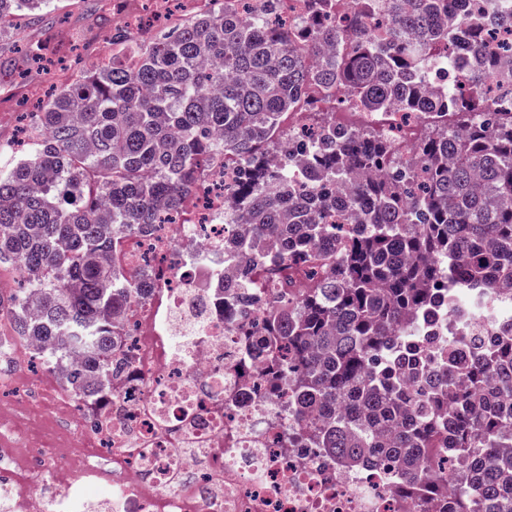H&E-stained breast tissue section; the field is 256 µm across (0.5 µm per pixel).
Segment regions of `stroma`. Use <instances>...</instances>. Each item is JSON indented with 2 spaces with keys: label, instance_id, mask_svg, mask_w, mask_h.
<instances>
[{
  "label": "stroma",
  "instance_id": "stroma-1",
  "mask_svg": "<svg viewBox=\"0 0 512 512\" xmlns=\"http://www.w3.org/2000/svg\"><path fill=\"white\" fill-rule=\"evenodd\" d=\"M140 4L141 0H110L103 11L98 0H57L54 11L25 27L19 49L0 66V167L15 160L6 146L15 140L31 99L72 77L78 62L105 52L104 37L111 34L115 19L136 12ZM36 45L46 49L38 63L28 54Z\"/></svg>",
  "mask_w": 512,
  "mask_h": 512
}]
</instances>
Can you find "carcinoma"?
<instances>
[{"instance_id": "carcinoma-1", "label": "carcinoma", "mask_w": 512, "mask_h": 512, "mask_svg": "<svg viewBox=\"0 0 512 512\" xmlns=\"http://www.w3.org/2000/svg\"><path fill=\"white\" fill-rule=\"evenodd\" d=\"M224 2L146 38L114 26L107 64L31 113L46 136L0 169V267L27 271L0 292V314L20 340L40 337L42 368L87 356L71 385L107 399L123 370L114 338L151 274L123 266L125 242L167 223L200 169L232 161L243 177L228 204L254 234L233 255L235 333L241 350L259 346L269 386L288 379L297 437L350 460L388 457L406 497L429 502L448 496L442 457L469 459L481 495L459 489L454 512H512V323L437 358L394 335L441 295L452 305L512 285V112L491 111L483 81L500 64L473 59L465 94L451 80L440 100L423 93L432 66L477 54L481 20L442 23L444 0H387L382 41L369 27L378 0L340 21V0H311L294 30L271 19L278 0H251L249 24ZM50 3L0 0V41L12 16L35 21ZM339 87L370 112L428 109L411 157L333 116L288 140L283 117ZM282 265L297 287L255 291Z\"/></svg>"}]
</instances>
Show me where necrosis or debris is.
Returning <instances> with one entry per match:
<instances>
[{"label": "necrosis or debris", "mask_w": 512, "mask_h": 512, "mask_svg": "<svg viewBox=\"0 0 512 512\" xmlns=\"http://www.w3.org/2000/svg\"><path fill=\"white\" fill-rule=\"evenodd\" d=\"M329 111L354 128L378 126L396 155L414 145L405 112H368L345 96ZM236 166L201 170L180 220L131 238L125 264H151L140 300L113 350L126 359L109 401L78 403L53 373L54 388L27 380L28 359L0 336V505L6 512H437L405 499L392 462L354 464L323 448L278 447L295 428L287 388L260 389L240 369L230 295L236 272L226 245L248 225L224 222V188ZM495 335L494 313L442 306L409 318L427 355L447 348L449 325ZM26 378L24 394L16 383Z\"/></svg>", "instance_id": "necrosis-or-debris-1"}]
</instances>
